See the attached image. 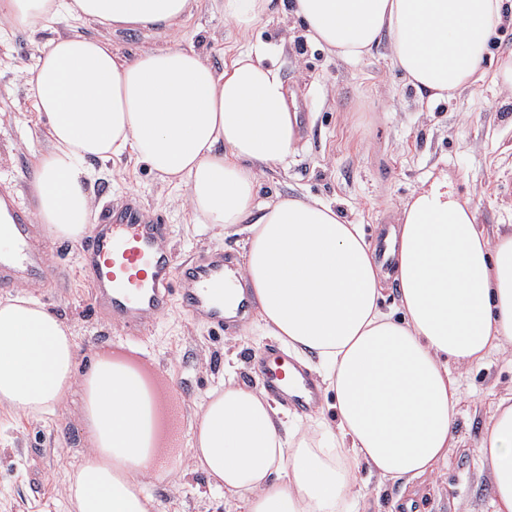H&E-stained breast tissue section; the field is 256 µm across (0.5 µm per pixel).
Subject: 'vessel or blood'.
Masks as SVG:
<instances>
[{"label":"vessel or blood","instance_id":"vessel-or-blood-1","mask_svg":"<svg viewBox=\"0 0 512 512\" xmlns=\"http://www.w3.org/2000/svg\"><path fill=\"white\" fill-rule=\"evenodd\" d=\"M0 285L25 281L47 287L51 255L33 244L30 212L11 195L0 197ZM168 227L134 199L106 210L93 223L83 250L82 268L96 292V304L111 311L131 334L148 329L172 298H179L188 314L204 317L219 328L228 320L215 305L224 288V256L215 253L189 269L177 267L167 248ZM270 393L300 412L318 408L322 391L318 380L298 362L274 357L263 367Z\"/></svg>","mask_w":512,"mask_h":512}]
</instances>
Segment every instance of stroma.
<instances>
[{
	"label": "stroma",
	"instance_id": "1",
	"mask_svg": "<svg viewBox=\"0 0 512 512\" xmlns=\"http://www.w3.org/2000/svg\"><path fill=\"white\" fill-rule=\"evenodd\" d=\"M54 34L46 28L0 37V195H13L27 208L34 163L50 143L45 117L27 98L23 71ZM180 35L219 69L245 43L259 46L264 64L280 71L296 98V149L261 178L257 203L279 196L317 198L370 235L377 225L394 223L397 209L431 173L445 170L476 206L486 232L512 225V92L487 80L457 98L428 100L395 68L388 42L362 60H342L311 43L284 2L244 36L214 0H195ZM92 196L100 209L133 198L156 212L169 226L177 264L215 252L244 256L239 236L219 237L209 225L190 223L183 191L147 164H105ZM45 244L54 253L50 284L32 294L70 327L78 371L116 343L138 348L173 389L179 444H186L200 404L220 388L228 360L236 362L237 381L262 383L252 359L274 346L275 338L258 329L218 332L175 299L145 334L129 335L111 313L97 308L81 271V243L49 238ZM449 370L462 399L442 476L420 479L403 492L368 478L371 512H493L491 467L476 445L497 398L512 394V361L493 355L482 366L467 370L453 364ZM89 448L76 404L48 418L0 411V512H70L65 479ZM145 486L163 512H224L222 494L200 472L183 478L160 473Z\"/></svg>",
	"mask_w": 512,
	"mask_h": 512
}]
</instances>
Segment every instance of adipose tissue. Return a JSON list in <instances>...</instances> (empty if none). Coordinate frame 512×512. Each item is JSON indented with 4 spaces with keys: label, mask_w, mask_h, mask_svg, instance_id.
Segmentation results:
<instances>
[{
    "label": "adipose tissue",
    "mask_w": 512,
    "mask_h": 512,
    "mask_svg": "<svg viewBox=\"0 0 512 512\" xmlns=\"http://www.w3.org/2000/svg\"><path fill=\"white\" fill-rule=\"evenodd\" d=\"M506 0H292L310 39L356 61L388 40L414 88L448 99L484 77ZM192 0H0V23L82 21L50 39L23 72L47 120L50 151L30 182L47 236L75 241L94 223V162H146L184 190L192 223L245 232L239 270L268 335L309 360L333 394L335 425H289L264 387L226 380L191 426L190 471L223 491L226 512H345L366 491L360 469L408 487L439 473L455 438L459 385L449 363L512 354V228L488 236L447 172L429 176L390 227L394 265L335 207L281 197L256 204L267 168L298 138L277 69L238 52L216 69L178 33ZM169 34L122 55L106 31ZM393 307H384L387 282ZM75 338L29 293L0 299V410L52 417L80 396L90 450L66 479L73 512H161L144 480L163 452V402L134 367L96 356L75 370ZM479 453L494 512H512V395Z\"/></svg>",
    "instance_id": "obj_1"
}]
</instances>
